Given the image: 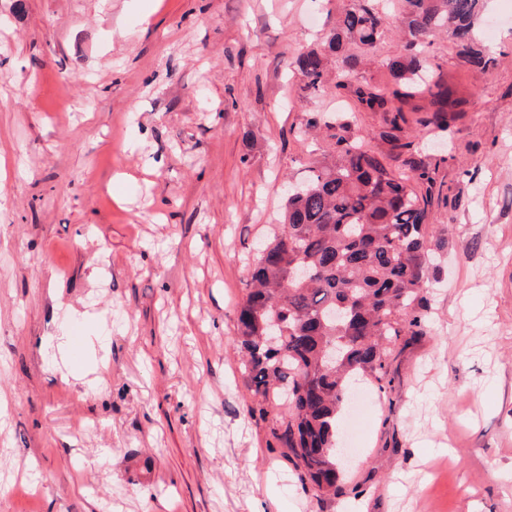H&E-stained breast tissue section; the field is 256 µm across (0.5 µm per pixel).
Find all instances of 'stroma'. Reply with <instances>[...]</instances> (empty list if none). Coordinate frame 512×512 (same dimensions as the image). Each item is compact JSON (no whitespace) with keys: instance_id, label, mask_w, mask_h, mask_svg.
Here are the masks:
<instances>
[{"instance_id":"stroma-1","label":"stroma","mask_w":512,"mask_h":512,"mask_svg":"<svg viewBox=\"0 0 512 512\" xmlns=\"http://www.w3.org/2000/svg\"><path fill=\"white\" fill-rule=\"evenodd\" d=\"M352 0H0V512H512V0L432 151L424 333L357 384L341 494L249 416L231 340L305 124L291 68ZM388 32L357 79L395 87ZM150 471L138 477L131 460Z\"/></svg>"}]
</instances>
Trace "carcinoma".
<instances>
[{"label": "carcinoma", "instance_id": "carcinoma-1", "mask_svg": "<svg viewBox=\"0 0 512 512\" xmlns=\"http://www.w3.org/2000/svg\"><path fill=\"white\" fill-rule=\"evenodd\" d=\"M402 49L390 62L399 88L387 95L355 80L385 37L387 16L374 0H353L336 17L326 45L337 56L300 54L301 90L318 93L330 79L360 112H379L382 150L366 149L345 115H312L306 132L326 149L299 183H288L283 219L260 244L240 303L232 346L242 353L255 411L288 450L299 482L319 496L340 491L346 477L336 455L338 415L358 378L390 388V358L406 337L423 334L431 272L428 210L435 168L406 134L417 124L450 133L463 101L443 77L423 89L430 38L450 35L463 64L492 59L476 46L485 0H397ZM352 43L357 53H342ZM282 411L268 416L265 403Z\"/></svg>", "mask_w": 512, "mask_h": 512}]
</instances>
